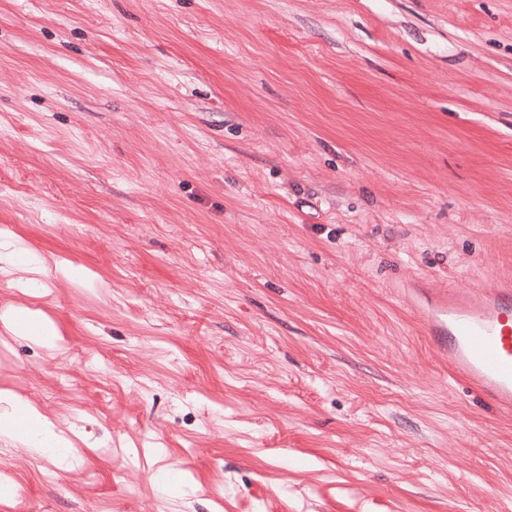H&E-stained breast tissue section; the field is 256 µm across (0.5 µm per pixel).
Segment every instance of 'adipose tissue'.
Listing matches in <instances>:
<instances>
[{
	"label": "adipose tissue",
	"instance_id": "1",
	"mask_svg": "<svg viewBox=\"0 0 512 512\" xmlns=\"http://www.w3.org/2000/svg\"><path fill=\"white\" fill-rule=\"evenodd\" d=\"M0 440L25 447L34 456L50 455L64 470L78 466L72 441L52 420L35 407L0 389Z\"/></svg>",
	"mask_w": 512,
	"mask_h": 512
}]
</instances>
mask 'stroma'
I'll return each instance as SVG.
<instances>
[{"label":"stroma","instance_id":"1","mask_svg":"<svg viewBox=\"0 0 512 512\" xmlns=\"http://www.w3.org/2000/svg\"><path fill=\"white\" fill-rule=\"evenodd\" d=\"M0 228L83 459L0 442V512H512L411 289L512 281V0H0ZM37 265L35 255L19 247L13 237L0 234V272L32 271Z\"/></svg>","mask_w":512,"mask_h":512}]
</instances>
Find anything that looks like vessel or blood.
Here are the masks:
<instances>
[{"mask_svg":"<svg viewBox=\"0 0 512 512\" xmlns=\"http://www.w3.org/2000/svg\"><path fill=\"white\" fill-rule=\"evenodd\" d=\"M449 371L512 411V287L449 289L417 308Z\"/></svg>","mask_w":512,"mask_h":512,"instance_id":"1","label":"vessel or blood"}]
</instances>
